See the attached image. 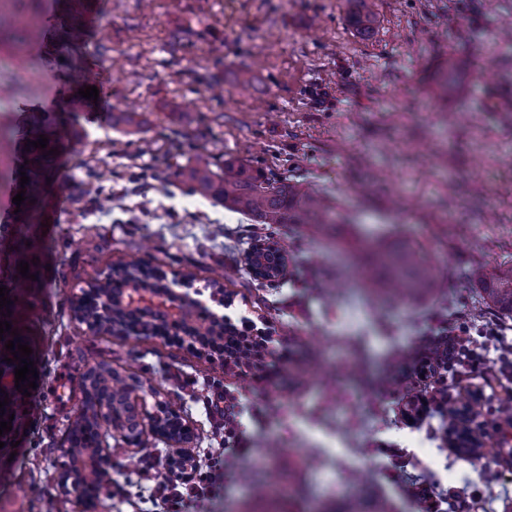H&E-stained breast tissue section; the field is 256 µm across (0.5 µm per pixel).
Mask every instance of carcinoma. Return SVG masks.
<instances>
[{
    "instance_id": "obj_1",
    "label": "carcinoma",
    "mask_w": 512,
    "mask_h": 512,
    "mask_svg": "<svg viewBox=\"0 0 512 512\" xmlns=\"http://www.w3.org/2000/svg\"><path fill=\"white\" fill-rule=\"evenodd\" d=\"M42 24L41 12L27 5L25 0H17L11 7L0 8V47H8L17 53L24 50L25 43L18 32L26 30L35 33ZM60 37L78 47L83 42L84 27L76 19L65 24L60 30ZM48 137L44 149L30 146L26 148L23 159L28 164L9 166L11 181H20V172H26L29 182L25 184L24 206L16 221L14 231L13 253L15 260L29 264V273L39 275V250L28 235V224L44 201V183L49 177L55 155L49 150L55 148V137L46 123L33 121L22 128L24 142L35 141L40 135ZM193 190L207 197L220 199L224 206L246 213L258 224H341V214L328 206L319 196L302 191L289 184L271 181L258 171H254L234 161L224 163V169L214 170V164L205 153H199L193 165L186 173ZM371 285L381 290L390 291L400 299L413 297L416 292L436 287L434 268L427 263L418 250L405 246L389 249L380 246L372 253L368 269ZM470 281L481 288L486 299L502 314L512 315V268H502L490 273L482 265H474L469 271ZM5 286V297L11 300L8 307L0 308V321L11 324L17 335L8 332L0 337V365L10 369L18 366L12 352L5 349V343H26V324L35 307V294L39 282L22 277L19 269H14L6 280H0V287ZM98 284H90L85 293L82 309L87 321H98L94 303ZM117 323L128 330L145 329L151 331L155 325L141 321L133 309L121 310ZM11 358L8 364L4 358ZM127 379L101 363L91 371L80 376L71 392L83 395L81 405L73 417L68 420L65 429L68 442L67 453L71 463H80L79 487L76 489L80 498L93 500L97 497L102 480L98 468L86 460L94 458L101 450L100 408L107 405L116 406L123 416L124 426L130 432L137 430L136 412L128 403ZM280 473L276 470L266 474L258 482L257 494L261 497L276 492Z\"/></svg>"
}]
</instances>
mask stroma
Wrapping results in <instances>:
<instances>
[{
    "label": "stroma",
    "mask_w": 512,
    "mask_h": 512,
    "mask_svg": "<svg viewBox=\"0 0 512 512\" xmlns=\"http://www.w3.org/2000/svg\"><path fill=\"white\" fill-rule=\"evenodd\" d=\"M96 3L81 51L56 44L55 64L32 59L62 0H43L28 63L0 49V85L23 87L29 113L55 118L53 178L72 186L48 191L34 227L45 245L30 335L40 398L32 416L20 402L0 437V512H84L58 484L80 398L59 404L51 392L102 362L160 390L196 459L221 442L199 403L203 378L223 376L235 391L251 446L227 460L204 512H295L256 496L271 469L296 470L310 499L335 512H421L417 489L391 481L395 469L424 474L453 512H506L512 457L498 437L465 459L448 446L447 415L417 428L400 409L424 393L414 366L437 320L477 326L488 309L467 278L472 263L512 265V0H367L377 22L366 37L356 0ZM85 66L100 69L92 113L78 94ZM121 112L137 113L134 132L113 126ZM203 151L216 166L233 159L318 193L348 221L254 223L191 190L185 173ZM104 171L110 180L98 182ZM259 242L288 258L275 281L245 264ZM373 242L422 250L434 290L405 301L372 291L362 259ZM122 262L191 275L211 311L273 326L274 353L288 355L279 380L236 379L159 339L91 334L73 300ZM215 280L231 306L212 298ZM108 453L110 486L91 512H149L136 483L146 453L114 439ZM492 457L494 487L484 480Z\"/></svg>",
    "instance_id": "stroma-1"
}]
</instances>
